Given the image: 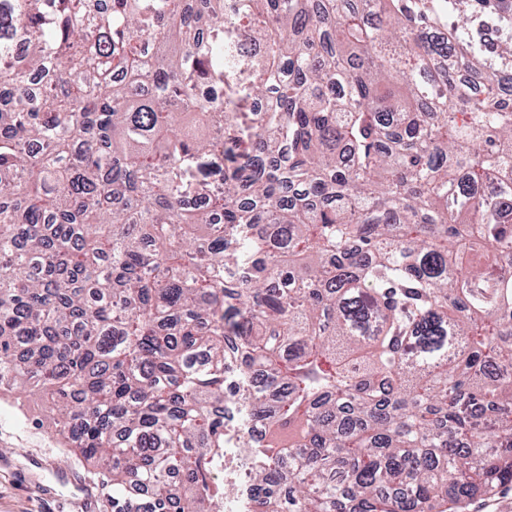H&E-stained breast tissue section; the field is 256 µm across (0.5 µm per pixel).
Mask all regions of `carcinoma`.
<instances>
[{
  "label": "carcinoma",
  "instance_id": "cac0c4a2",
  "mask_svg": "<svg viewBox=\"0 0 512 512\" xmlns=\"http://www.w3.org/2000/svg\"><path fill=\"white\" fill-rule=\"evenodd\" d=\"M4 91L0 389L112 512L512 483V0H0ZM236 459L237 481L235 486L228 488L224 496L223 509L225 512H240L241 501L245 498L244 491L246 486L245 477L250 470V458L248 448H232Z\"/></svg>",
  "mask_w": 512,
  "mask_h": 512
}]
</instances>
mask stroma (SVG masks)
<instances>
[{"instance_id":"1","label":"stroma","mask_w":512,"mask_h":512,"mask_svg":"<svg viewBox=\"0 0 512 512\" xmlns=\"http://www.w3.org/2000/svg\"><path fill=\"white\" fill-rule=\"evenodd\" d=\"M55 419L44 392L0 391V512H112Z\"/></svg>"}]
</instances>
